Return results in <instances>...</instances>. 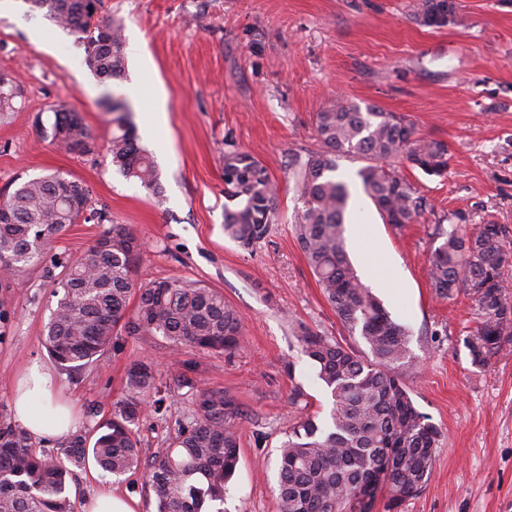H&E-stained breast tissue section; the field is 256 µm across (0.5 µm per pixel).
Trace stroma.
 <instances>
[{"mask_svg": "<svg viewBox=\"0 0 512 512\" xmlns=\"http://www.w3.org/2000/svg\"><path fill=\"white\" fill-rule=\"evenodd\" d=\"M419 0H102L104 16L121 19L123 39H138L154 66L141 87L127 77L104 82L83 62L73 35L33 10L28 0H0V72L24 95L0 123V194L12 184L59 172L84 183L102 222L69 225L45 258L0 288V425L12 424L11 394L39 361L59 378L88 433L125 392L129 364H156L158 392L137 424L143 451L153 452L189 416L196 391L221 389L244 413L239 463L225 512H278L277 447L296 418L325 421L328 395L298 336L309 329L343 337L293 233L302 206L288 162L319 149L314 115L343 99L408 115L421 137L448 145V173L406 174L432 211L403 230L384 224L362 192L356 269L372 266L366 285L410 334L413 362L402 379L420 411L441 430L433 475L395 512H512V338L487 364H473L465 339L472 327L467 295L436 298L427 277L430 235L451 214L469 223L512 225V0H457L442 28L411 18ZM167 95V130L144 138L155 86ZM126 101L131 120L160 172L162 200L112 166L106 144L112 115L106 99ZM80 111L93 133L91 150L69 154L51 142V108ZM266 166L280 188L269 237L252 250L224 233V138ZM120 225L143 253L135 281L182 277L223 293L244 317L234 354L158 345L118 334L100 365L61 368L43 344L55 307L45 270L83 257ZM187 374L194 388H179ZM156 512L144 468L114 476L89 464L70 495L82 504L101 490Z\"/></svg>", "mask_w": 512, "mask_h": 512, "instance_id": "35a3bbf8", "label": "stroma"}]
</instances>
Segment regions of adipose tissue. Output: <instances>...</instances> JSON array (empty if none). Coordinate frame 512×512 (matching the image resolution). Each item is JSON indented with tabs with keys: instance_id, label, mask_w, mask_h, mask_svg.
Returning <instances> with one entry per match:
<instances>
[{
	"instance_id": "1",
	"label": "adipose tissue",
	"mask_w": 512,
	"mask_h": 512,
	"mask_svg": "<svg viewBox=\"0 0 512 512\" xmlns=\"http://www.w3.org/2000/svg\"><path fill=\"white\" fill-rule=\"evenodd\" d=\"M57 380L39 362H32L20 376L14 390L13 417L30 435L62 439L76 433L79 419L71 405L55 402Z\"/></svg>"
}]
</instances>
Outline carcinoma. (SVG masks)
<instances>
[{"instance_id":"carcinoma-1","label":"carcinoma","mask_w":512,"mask_h":512,"mask_svg":"<svg viewBox=\"0 0 512 512\" xmlns=\"http://www.w3.org/2000/svg\"><path fill=\"white\" fill-rule=\"evenodd\" d=\"M83 45L84 63L103 80L126 68L122 23L100 16L101 0H28ZM415 20L448 24L436 0H423ZM21 87L0 86V118L14 110ZM51 140L67 153L90 151L93 134L78 110L50 108ZM112 137L107 156L125 177L152 194L162 193L153 157L142 149L121 102L109 107ZM321 148L293 158L302 208L294 234L317 283L342 327L359 337L361 352L336 338L301 328V351L325 385L331 409L324 422L295 421L278 446V512H345L354 496L370 512L385 486L390 501L422 493L433 474L441 430L417 408L402 381L411 362L407 329L361 280L349 259L346 213L351 191L336 177L338 159L369 160L357 171L363 192L385 223L401 229L429 207L427 197L401 171L406 162L427 176L448 170V145L415 136L407 116L349 101L315 113ZM224 233L244 249L267 238L278 187L261 161L225 140ZM90 190L61 173L19 182L0 199V271L9 274L40 260L47 245L70 224L88 220ZM430 287L440 299L465 292L474 302L475 327L466 340L472 363L484 365L512 336V226L438 224L431 233ZM139 239L122 226L102 235L82 260L64 266L61 278L47 271L56 306L45 326V344L57 364L80 370L101 361L121 331L165 344L172 354L192 347L222 353L242 348L243 318L224 294L181 277L137 285ZM126 393L110 417L91 433L62 440L61 454L34 448L30 435L0 427V512H74L73 469L93 459L105 472L124 474L142 461L134 426L147 413L156 389L154 365L132 362ZM242 413L222 389L198 392L192 414L178 424L168 445L145 461L157 512H224L228 482L239 461Z\"/></svg>"}]
</instances>
